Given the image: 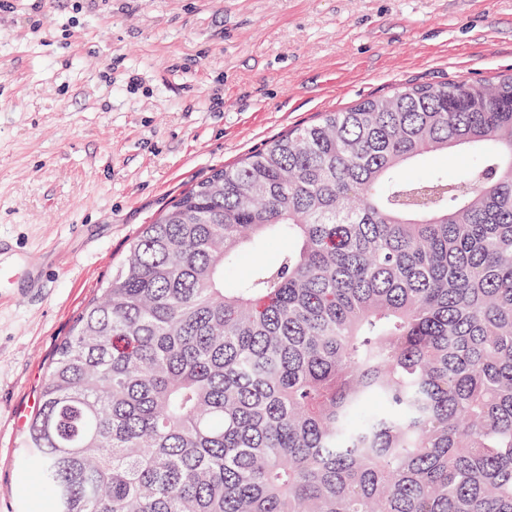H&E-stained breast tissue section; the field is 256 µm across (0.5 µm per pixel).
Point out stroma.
I'll return each mask as SVG.
<instances>
[{
  "mask_svg": "<svg viewBox=\"0 0 512 512\" xmlns=\"http://www.w3.org/2000/svg\"><path fill=\"white\" fill-rule=\"evenodd\" d=\"M14 4L0 18V237L18 250L0 261L49 247L58 261L41 294L0 304V512H49L12 418L37 408L57 347L143 226L321 113L512 73V0Z\"/></svg>",
  "mask_w": 512,
  "mask_h": 512,
  "instance_id": "1",
  "label": "stroma"
}]
</instances>
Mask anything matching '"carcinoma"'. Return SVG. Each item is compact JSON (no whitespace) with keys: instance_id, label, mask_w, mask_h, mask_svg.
Segmentation results:
<instances>
[{"instance_id":"1","label":"carcinoma","mask_w":512,"mask_h":512,"mask_svg":"<svg viewBox=\"0 0 512 512\" xmlns=\"http://www.w3.org/2000/svg\"><path fill=\"white\" fill-rule=\"evenodd\" d=\"M448 152L462 176L402 173ZM21 448L52 512H512V73L326 112L181 194Z\"/></svg>"}]
</instances>
